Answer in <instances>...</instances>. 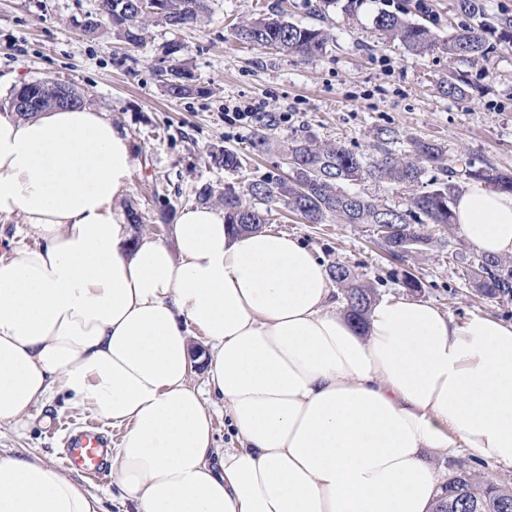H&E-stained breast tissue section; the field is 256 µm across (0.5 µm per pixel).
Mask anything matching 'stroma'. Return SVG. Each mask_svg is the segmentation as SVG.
<instances>
[{
  "label": "stroma",
  "instance_id": "1",
  "mask_svg": "<svg viewBox=\"0 0 512 512\" xmlns=\"http://www.w3.org/2000/svg\"><path fill=\"white\" fill-rule=\"evenodd\" d=\"M409 0H354L350 7L323 8L321 0H209L197 26L175 29L151 25L145 40L126 46L102 23L91 37L82 32L97 0H0V108L9 106L14 87L43 78L69 83L85 102L106 112L130 137L133 166L117 206L141 217L134 236L172 242L183 209L198 190L232 183L242 187L271 174L289 175L281 146L310 135L318 142L339 141L357 153L385 146L400 153L413 142L442 148L447 161L512 169V43L497 45L486 59L449 60L434 52L412 55L382 40L373 19L397 13ZM281 13L289 21L332 28L336 40L310 62L258 49L231 36L233 25L261 14ZM184 63L199 95H169L158 71ZM459 72L468 95H443L439 82ZM261 104L259 126L228 123V112ZM276 146L263 155L252 149L256 128ZM220 146L238 153L242 167L227 172L209 152ZM429 180L393 184L368 180L356 192L377 205L407 210L414 197L430 191ZM269 228L306 243L325 265L341 263L369 281L377 297L401 294L403 273L423 284L415 298L464 320L474 314L512 322V300L482 296L466 277L475 251L458 226L428 225L432 241L397 258L371 224H344L335 217L311 224L277 205ZM96 416L59 393L34 409L19 426H0V450L51 462L101 500V512H128L113 472L91 477L68 465L67 432ZM441 478L465 469L512 482V468L482 460L467 449L434 459Z\"/></svg>",
  "mask_w": 512,
  "mask_h": 512
}]
</instances>
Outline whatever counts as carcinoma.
<instances>
[{"label": "carcinoma", "instance_id": "obj_1", "mask_svg": "<svg viewBox=\"0 0 512 512\" xmlns=\"http://www.w3.org/2000/svg\"><path fill=\"white\" fill-rule=\"evenodd\" d=\"M460 13L475 20L463 25L442 39L429 27L401 14L380 12L374 18L375 28L384 38L397 42L414 55L438 51L448 58L470 62L485 58L494 48L493 41L512 42V16L500 15L484 20L481 0H458ZM208 11V0H159V4L141 6L138 0H98L95 24L84 29L92 35L101 21L112 23L116 35L130 46L144 39L151 22L172 28H185L201 21ZM235 38L259 49L294 56L309 62L326 53L333 35L325 29L297 25L282 17L261 15L247 19L232 28ZM161 83L174 96L205 92L187 82L184 64L175 61L160 69ZM63 82L44 78L33 82L35 100L26 108L15 107L18 116L28 118L54 107H75L83 104L84 93L66 85L68 96L61 100L57 88ZM441 92L450 97H464V81L454 75L439 82ZM211 161L226 171L242 167L239 155L231 150L210 152ZM286 158L294 160L290 177H268L247 184L246 193L227 185L222 189L205 186L197 193L201 204L218 205L224 210V223L239 234L255 233L269 223L273 206L284 204L312 224H320L334 216L345 224H373L381 229L387 246L394 253H407L429 244L430 236L421 232L423 224L454 223L451 209L458 190L454 180L457 171L443 164L442 149L424 141L413 143L408 154L396 155L380 148L376 154H358L340 142L318 143L309 136L295 138L286 149ZM433 189L412 200V209L396 211L381 207L364 196L350 193L344 185L365 180L394 184L418 183L429 169ZM466 177L481 181L499 190L512 192V171L466 164ZM331 278L343 289L347 316L360 327L366 323L376 296L375 288L359 278L349 267L336 265L329 270ZM467 277L474 287L491 299L512 300V263L499 257L477 254L473 257ZM445 497L435 512H512V484L490 481L467 470L448 478Z\"/></svg>", "mask_w": 512, "mask_h": 512}]
</instances>
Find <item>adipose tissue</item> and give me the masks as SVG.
Segmentation results:
<instances>
[{
  "label": "adipose tissue",
  "instance_id": "adipose-tissue-1",
  "mask_svg": "<svg viewBox=\"0 0 512 512\" xmlns=\"http://www.w3.org/2000/svg\"><path fill=\"white\" fill-rule=\"evenodd\" d=\"M132 166L128 134L93 107L0 109V220L42 241L0 259V424L63 391L124 428L112 468L133 512H431L433 455L512 467V322L392 295L355 328L310 247L233 234L210 207L184 209L173 244L132 239L114 206ZM454 213L479 251L512 255V193L471 182ZM208 392L243 441L220 458ZM0 512L99 499L0 451Z\"/></svg>",
  "mask_w": 512,
  "mask_h": 512
}]
</instances>
